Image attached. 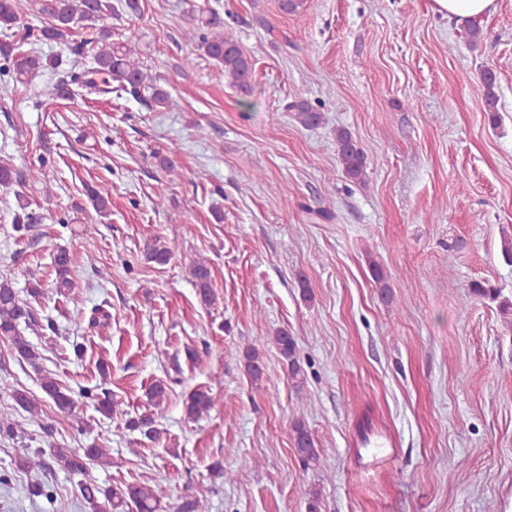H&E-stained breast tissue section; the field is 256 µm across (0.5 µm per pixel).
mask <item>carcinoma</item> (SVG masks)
<instances>
[{
  "instance_id": "1",
  "label": "carcinoma",
  "mask_w": 512,
  "mask_h": 512,
  "mask_svg": "<svg viewBox=\"0 0 512 512\" xmlns=\"http://www.w3.org/2000/svg\"><path fill=\"white\" fill-rule=\"evenodd\" d=\"M37 12L44 16L43 25L31 28L20 18L18 0H0V30L7 42L0 45V76H9L14 82H24L44 70L48 61L32 46L43 41L69 43L74 28L80 24L92 31L89 43L93 44L92 65H75L70 73V80L56 85L54 95L67 99L78 88L87 95L124 92L138 95L140 89L149 87L151 103L155 106L173 110L178 103L164 88L152 84L146 85L147 75L143 62L129 42L112 41L110 27L100 24L109 12H123L132 17L140 14V0H118L113 6L109 0H36ZM189 42H197V47L211 59L224 66V78L240 89L249 85L253 72V63L240 48L234 34L224 27V17L215 11L201 14L192 19L185 30ZM30 49L25 50L23 46ZM496 78L483 74L477 91L485 100L491 121L497 119L498 98L495 93ZM289 109L296 112V118L304 127H313L327 122V117L320 108L309 100L297 97L289 104ZM337 161L343 176L353 182L364 181L367 165L363 150L353 139L352 134L344 129H336ZM174 254V248L167 241L156 238L150 245L148 258L163 265ZM56 273L57 293L70 296L74 282L70 277L73 258L69 251L58 250L52 258ZM192 276L200 300L205 304L213 302L214 293L210 287L211 272L206 262L197 260L192 265ZM472 296L485 300H497L500 290L486 281L471 284ZM33 318L31 302L20 297L10 278L0 275V338L9 341L11 351L26 361L35 370H41V353L26 337L21 335L19 326ZM274 342L288 366V375L296 384L303 383L304 373L297 356L295 339L285 330L274 336ZM243 365L249 379L261 381L264 368L260 353L248 348L243 352ZM41 389L46 398L52 401L61 412L71 414L77 403L72 391L57 379L48 375L41 377ZM169 388L162 380L153 383L148 390L149 405L161 408L167 401ZM9 395L15 404L37 416L42 412L43 400L21 389H9ZM215 405L211 392L196 390L185 402L186 414L191 419H199ZM153 412H145L137 418H131L127 427L139 430L149 439H157V431L152 428ZM291 442L296 455L306 464L319 462V451L315 446L311 432L301 417H295L291 426ZM38 450L27 445L14 449L11 463L19 471L34 468V458ZM58 467L69 475L79 477L76 487L80 497L92 508V512H159L160 500L156 487L145 483H123L109 488L100 487L88 478L89 470L109 460L106 448H84L80 451L71 448H55L52 453Z\"/></svg>"
}]
</instances>
